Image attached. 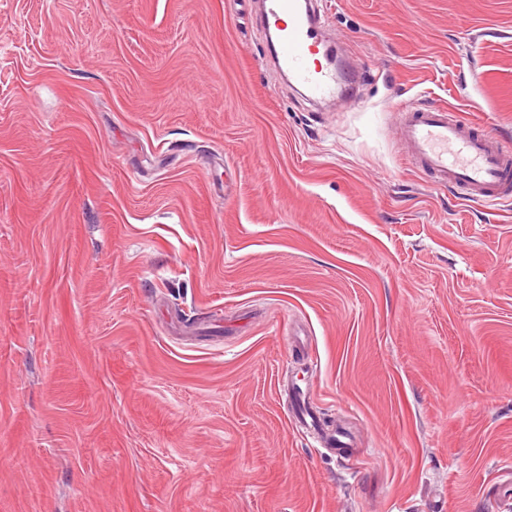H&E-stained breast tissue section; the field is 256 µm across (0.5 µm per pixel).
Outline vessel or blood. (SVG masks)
I'll list each match as a JSON object with an SVG mask.
<instances>
[{"label": "vessel or blood", "instance_id": "1", "mask_svg": "<svg viewBox=\"0 0 512 512\" xmlns=\"http://www.w3.org/2000/svg\"><path fill=\"white\" fill-rule=\"evenodd\" d=\"M268 22L279 33L278 57L310 99H335L341 85L335 63L312 60L321 45L317 26L300 0H263ZM399 143L407 157L435 175L439 183L460 189L464 199L492 201L512 194V142L451 117L447 109L418 103L396 113ZM292 418L305 439H319L320 419L297 399Z\"/></svg>", "mask_w": 512, "mask_h": 512}]
</instances>
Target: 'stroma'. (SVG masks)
<instances>
[{
  "mask_svg": "<svg viewBox=\"0 0 512 512\" xmlns=\"http://www.w3.org/2000/svg\"><path fill=\"white\" fill-rule=\"evenodd\" d=\"M314 4L333 105L262 0H0V512H512V202L394 124L512 138V0ZM396 127L405 155L439 183L460 189L464 199L492 201L512 194V149L506 139L470 128L445 108L418 103L398 109ZM296 407L291 416V420H294L300 424V433H302L303 438L307 440L316 441V439H320L326 444L336 445V436L327 437L323 435L318 427L320 425V417L312 413L306 406V396L304 399L300 397V393L296 392Z\"/></svg>",
  "mask_w": 512,
  "mask_h": 512,
  "instance_id": "35a3bbf8",
  "label": "stroma"
}]
</instances>
